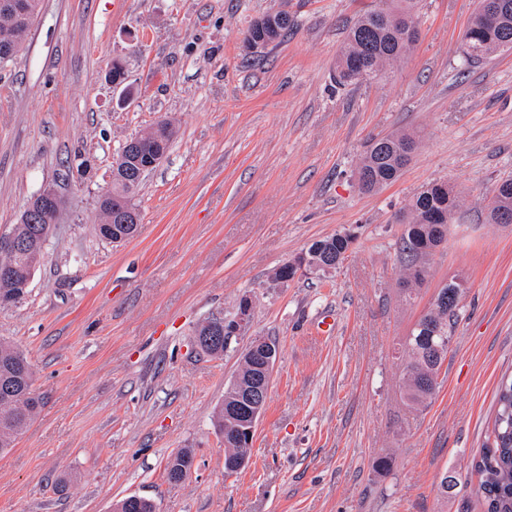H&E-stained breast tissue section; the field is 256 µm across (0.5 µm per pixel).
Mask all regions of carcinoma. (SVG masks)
I'll use <instances>...</instances> for the list:
<instances>
[{
    "label": "carcinoma",
    "instance_id": "carcinoma-1",
    "mask_svg": "<svg viewBox=\"0 0 512 512\" xmlns=\"http://www.w3.org/2000/svg\"><path fill=\"white\" fill-rule=\"evenodd\" d=\"M41 0H25V8L18 13L5 14L0 3V65L7 64L20 52L29 35ZM486 0H477L464 36L463 62H480L498 51L512 50V0H495L498 10L488 14ZM420 0H383L382 5L361 14L348 29L334 61L336 79L341 84H357L380 75L384 69L403 59L418 39ZM294 26L286 12L264 15L254 20L245 35L261 42L265 49L276 45ZM177 134L174 123L155 125L137 136V149L142 155L167 154ZM416 145L415 138L406 133H392L371 140L359 166L356 178L359 188L373 192L395 181L406 166V148ZM112 189L99 199L100 216H109L110 222L98 224V234L106 241L130 238L138 225L128 223L127 199L136 193L143 181L137 165L128 161L115 162ZM458 196L453 189L443 191L438 183H430L418 192L407 206L400 253L404 256L405 283L419 285L428 275V257L421 253L434 236L433 225L427 223L432 210L454 214ZM512 215V179L497 183L490 207V223H500L504 214ZM12 231L23 243V248L12 256H0V305H9L27 292L28 276L43 261L45 243L50 228L39 222L15 224ZM355 237L338 232L313 242L299 257L305 269H318L328 256L344 259ZM463 285L452 280L443 287L448 295V307L430 310L420 317L407 338V359L403 365L402 389L405 398L417 406L425 405L439 386V376L447 358ZM201 350L209 355L224 354V341L205 335V327L196 330ZM259 371L253 367L248 352H243L238 373V389H225V409L239 412L237 400L258 382ZM39 398L33 389V371L21 351L0 340V452L15 447L17 437L37 415ZM248 459L246 448L224 449L225 472H237ZM193 466V455L183 449L172 455L165 466L167 480L179 483L186 479ZM474 469L478 475L477 493L485 512H512V373L504 374L497 391V409L488 441L483 445ZM114 512H156L155 504L146 498L135 504L123 499Z\"/></svg>",
    "mask_w": 512,
    "mask_h": 512
}]
</instances>
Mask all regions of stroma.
I'll return each mask as SVG.
<instances>
[{
  "label": "stroma",
  "instance_id": "obj_1",
  "mask_svg": "<svg viewBox=\"0 0 512 512\" xmlns=\"http://www.w3.org/2000/svg\"><path fill=\"white\" fill-rule=\"evenodd\" d=\"M378 3L42 0L24 52L0 70V230L44 188L64 205L26 294L0 308V339L27 356L41 398L0 454V512H113L134 494L157 512H484L471 466L512 370V224L488 209L512 176V50L462 66L475 0H422L411 52L337 85L345 30ZM280 10L293 30L248 52L250 23ZM116 60L127 87L107 78ZM164 118L178 133L140 187L137 234L101 239L120 148ZM395 131L416 134L417 150L395 182L362 192L367 143ZM435 181L459 204L408 301L398 218ZM345 230L356 240L338 268L272 281ZM456 277L440 385L410 406L405 340ZM246 294L248 333L202 353L195 330L233 318ZM255 336L277 359L249 462L230 475L213 420ZM182 448L194 466L173 484L165 466ZM449 473L459 483L443 497Z\"/></svg>",
  "mask_w": 512,
  "mask_h": 512
}]
</instances>
